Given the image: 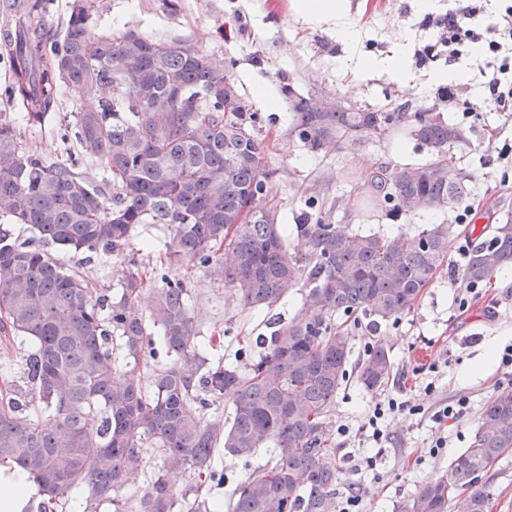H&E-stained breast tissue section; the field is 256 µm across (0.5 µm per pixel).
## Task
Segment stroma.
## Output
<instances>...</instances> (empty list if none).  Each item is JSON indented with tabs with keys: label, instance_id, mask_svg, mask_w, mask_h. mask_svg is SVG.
Here are the masks:
<instances>
[{
	"label": "stroma",
	"instance_id": "obj_1",
	"mask_svg": "<svg viewBox=\"0 0 512 512\" xmlns=\"http://www.w3.org/2000/svg\"><path fill=\"white\" fill-rule=\"evenodd\" d=\"M106 2L96 33L133 30L157 39L182 40L230 69L241 92L264 119L265 161L272 173L269 198L283 223L298 224L314 193L323 200L331 222L356 231L413 234L425 224L451 225L444 266L414 310L382 324L374 333L362 321L352 329L354 360L364 358L370 343L381 341L393 357L392 378L374 391L349 379L329 419L336 467L343 479L337 496H344L352 484L361 489V512H399L402 501L424 481L444 473L452 458L468 448L480 410L493 391L512 387V367L484 362L487 352L499 355L512 345V285L491 281L469 297L468 308L459 304L461 297H467L460 249L470 247L484 227L512 218V158L499 156L502 147H512V103L493 104L483 77L492 60L485 41L498 36L501 0H472L477 8L473 25L485 39L460 46L453 58L435 21L458 7V0H436L430 10L424 0H346L344 20L358 32L353 44L337 39L335 21H307L293 11L290 0H178L175 11L169 10L165 0ZM401 46L416 77L414 89H406L387 71L364 73L356 67L358 57L385 58ZM458 71L466 77L452 83L455 100L443 98L434 75ZM261 83L267 86L268 97L257 94ZM287 83L297 92H316L356 109L393 112L406 103L415 112H440L459 126L464 138L451 146L448 159L467 177L466 202L473 210L468 222H458L453 205L415 217L371 214L357 196L367 173L383 164L396 169L424 163L431 160V152L405 133L390 145L367 136L354 144L309 153L288 136L287 108L269 104L270 98H282ZM76 109V102L63 90L44 124L28 125L19 111L14 117L28 145L48 159L62 160L76 150L74 141L61 138ZM170 237L167 225L140 224L123 251L86 261L61 248L56 256L96 288L113 292L130 261L152 266ZM179 275L187 283L189 304L199 322L201 353L228 364L246 340L271 334L273 317L293 319L303 306L302 292L296 289L273 309L253 310L242 306L234 291L213 279L206 268L185 267ZM390 397L409 401L410 410L386 420L381 444L361 441L358 429L368 412ZM460 398L469 401L466 414L449 421L444 429L447 448L430 457L428 446L443 430L433 420L434 411ZM343 424L350 429L345 436L337 433ZM365 456L375 457L373 469H358Z\"/></svg>",
	"mask_w": 512,
	"mask_h": 512
}]
</instances>
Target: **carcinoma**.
I'll list each match as a JSON object with an SVG mask.
<instances>
[{
	"label": "carcinoma",
	"mask_w": 512,
	"mask_h": 512,
	"mask_svg": "<svg viewBox=\"0 0 512 512\" xmlns=\"http://www.w3.org/2000/svg\"><path fill=\"white\" fill-rule=\"evenodd\" d=\"M14 9V31L0 41L10 63L0 96L23 108L33 126L44 122L62 86L72 99L93 97L98 106L66 126L62 140H75L78 153L64 162L24 145L13 119L0 112V216L35 233L21 240L0 231V332L34 345L25 360L29 390L6 382L0 391V463L27 473L44 496L39 512L54 508L78 480L87 487V512L103 503L126 512L119 493L143 467V449L154 448L162 465L138 512H175L166 471L193 472L198 491L224 484L213 463L218 446L246 462L272 448L274 461L236 485L229 512H335L341 478L328 419L353 352V336L335 319L360 313L378 326L414 309L446 257L450 226L432 224L414 235L356 233L308 215L290 246L278 211L266 203L264 119L230 72L184 41L133 30L95 35L101 0H71L57 38L29 0H15ZM283 93L289 136L313 153L365 134L386 138L402 124L435 153L429 163L370 172L362 193L372 210L412 216L467 195L465 182L448 176V149L462 133L442 113L407 105L323 112L312 93L286 85ZM87 158L101 166L112 199L78 171ZM138 224L171 227L160 267L207 268L250 309L269 310L299 285L308 290L304 311L275 323L258 360L230 368L198 352L183 279L161 275L146 318L138 301L154 278L137 263L109 295L52 255L55 247L87 260L119 251ZM508 265L511 219L473 239L463 276L481 285ZM150 324L161 331L170 361L153 365L148 390L139 364L159 357ZM115 337L133 359L118 385ZM393 369L390 352L374 344L358 380L377 390ZM228 395L229 423L187 410L191 400L207 408ZM510 455L512 389L502 388L485 403L469 447L401 512H490L493 493L478 480Z\"/></svg>",
	"instance_id": "obj_1"
}]
</instances>
